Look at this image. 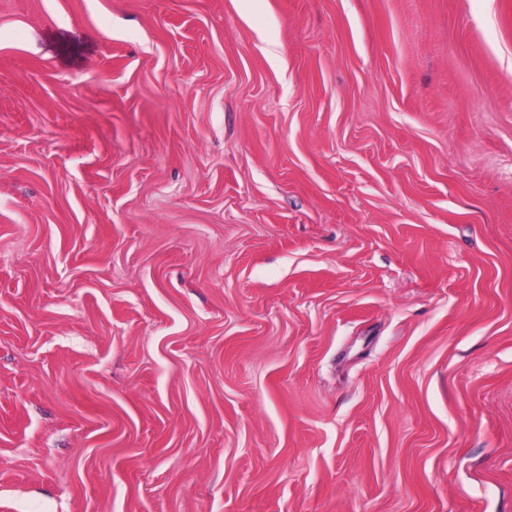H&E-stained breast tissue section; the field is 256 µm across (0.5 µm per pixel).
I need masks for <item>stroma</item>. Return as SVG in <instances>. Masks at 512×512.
<instances>
[{
	"instance_id": "35a3bbf8",
	"label": "stroma",
	"mask_w": 512,
	"mask_h": 512,
	"mask_svg": "<svg viewBox=\"0 0 512 512\" xmlns=\"http://www.w3.org/2000/svg\"><path fill=\"white\" fill-rule=\"evenodd\" d=\"M0 512H512V0H0Z\"/></svg>"
}]
</instances>
